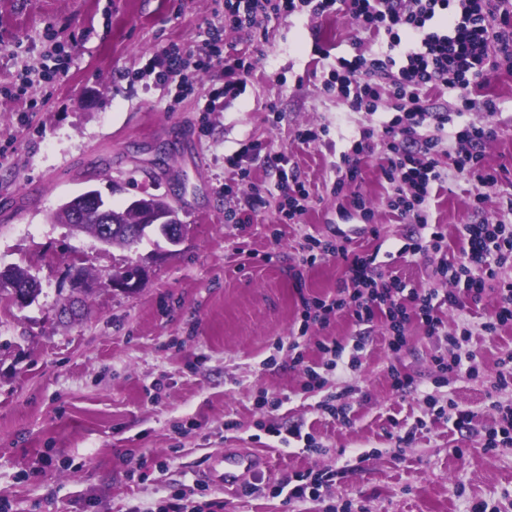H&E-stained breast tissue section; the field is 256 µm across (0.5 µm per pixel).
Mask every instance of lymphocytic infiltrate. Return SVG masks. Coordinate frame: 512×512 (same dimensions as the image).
Instances as JSON below:
<instances>
[{
    "label": "lymphocytic infiltrate",
    "mask_w": 512,
    "mask_h": 512,
    "mask_svg": "<svg viewBox=\"0 0 512 512\" xmlns=\"http://www.w3.org/2000/svg\"><path fill=\"white\" fill-rule=\"evenodd\" d=\"M340 11L349 15L358 32L385 36L386 44L375 52L359 51L337 58L335 66L322 76L324 89L336 93L357 112H377L384 98L391 100L392 107L388 119L379 127L362 129L341 154L332 191L361 212L363 219H370L371 211L358 191L360 164L375 147H382L378 171L385 184L387 205L397 217L416 226L399 254L422 260L432 277L448 283L449 289H406L398 276L382 271L377 252L311 239L308 263L330 255L342 259L347 271L334 295L302 297L298 337L288 344L292 361L303 363L299 339L307 335L310 326L325 328L333 318L343 316L365 334L381 319L392 352L405 347L407 328L414 322L423 327L426 336L440 342L432 357L436 384L462 374L476 376L475 354L462 350L471 339V329L461 324L456 331H449L443 315L449 310H464L469 303L479 304L490 291L496 304L491 317L482 323V331L493 335L512 325V278L500 274L512 261V200L499 210L495 220L484 218L464 225L459 256L449 259L447 233L428 220L433 193L448 178L439 160L444 142L452 139L457 144L453 167L459 177L474 184L475 210H483L502 176L484 164L481 152L484 143L493 138V128L455 124L447 111L430 105L427 93L453 90L458 111L495 112L493 100L477 99L474 93L488 74L512 70V0H250L246 5L241 0H224L223 27L209 29L197 52L169 46L162 63L147 64L140 75L175 85L184 96L193 89L188 69L206 70L213 62L223 63L224 86L204 106L205 111L212 112L217 100L230 103L245 92L256 66L253 54L225 46V28L254 33L261 15L305 14L318 19ZM258 162L279 176L281 223H299L310 192L298 171L291 169L286 154L249 140L224 158L225 167L234 170L242 182H250L252 167ZM224 193L234 198V208L226 215L230 221L240 214L258 213L266 206V190L256 184L239 195L229 187ZM342 474L339 468L295 474L285 482L286 499L297 503L323 501L325 491Z\"/></svg>",
    "instance_id": "obj_1"
}]
</instances>
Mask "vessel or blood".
I'll use <instances>...</instances> for the list:
<instances>
[{
	"label": "vessel or blood",
	"instance_id": "b4317fda",
	"mask_svg": "<svg viewBox=\"0 0 512 512\" xmlns=\"http://www.w3.org/2000/svg\"><path fill=\"white\" fill-rule=\"evenodd\" d=\"M269 465L266 458L250 448H228L211 455L200 473L202 480L233 495L261 476Z\"/></svg>",
	"mask_w": 512,
	"mask_h": 512
}]
</instances>
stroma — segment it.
Instances as JSON below:
<instances>
[{
    "instance_id": "stroma-1",
    "label": "stroma",
    "mask_w": 512,
    "mask_h": 512,
    "mask_svg": "<svg viewBox=\"0 0 512 512\" xmlns=\"http://www.w3.org/2000/svg\"><path fill=\"white\" fill-rule=\"evenodd\" d=\"M223 23L224 0H0V90L25 72L34 102L24 120L0 93V149L7 153L0 160V266L26 267L42 288L23 309L0 300V512H159L196 480L204 459L227 448L256 449L270 470L259 494L232 500L224 512H325L272 491L295 473L344 466L347 451L366 459L337 481L335 496L360 502L365 512H467L480 500L512 512V451L493 456L483 449L482 432L495 416L487 394L499 357L512 352V327L492 336L480 329L494 295L445 316L451 325L469 321L479 377L435 384L436 345L418 325L394 353L382 324L362 339L340 317L306 337V359L322 365L317 343L334 339L360 367L324 372L322 389L302 391L284 347L300 298L335 294L345 277L330 256L304 264L308 238L330 237L340 223L348 203L331 192L334 164L355 132L386 119L388 104L380 102L373 115L352 112L323 91L317 72L329 62L313 47L352 54L355 30L342 13L266 21V58L245 94L221 112L204 105L224 84L222 66L193 73V92L176 104L170 88L137 80L164 47L197 49L208 28ZM65 52L68 76L47 82ZM479 96L495 100L498 112L476 109L463 120L494 127L484 162L507 173L480 213L471 205L473 185L449 175L430 219L447 225L452 257L464 225L495 216L501 199L512 197V73H492ZM271 102L281 119L267 112ZM303 125L327 127L328 134L319 144H298L294 133ZM243 140L286 153L310 182L314 198L302 223H277V178L260 166L252 177L267 190L265 210L246 224L226 221L224 187L237 178L224 157ZM159 147L167 154L161 167L154 164ZM90 172L95 187L120 206L149 194L171 197L188 227L181 244L152 230L127 250L52 223ZM360 190L380 236L351 234L349 248L377 250L378 263L407 288L432 287L422 263L396 257L415 227L388 212L375 159L362 163ZM267 252L272 262L262 261ZM130 262L144 269L141 288L113 290L109 275ZM74 265L97 287L84 297L81 315L67 320L60 308L75 297ZM392 366L418 390L395 394ZM343 391L351 405L345 422L318 407L325 395ZM263 392L282 398L281 407L258 409ZM427 392L472 412V431L431 421L412 444L396 446L393 423L422 418ZM294 425L314 436L317 453L276 436ZM141 457L148 460L143 469L135 465Z\"/></svg>"
}]
</instances>
